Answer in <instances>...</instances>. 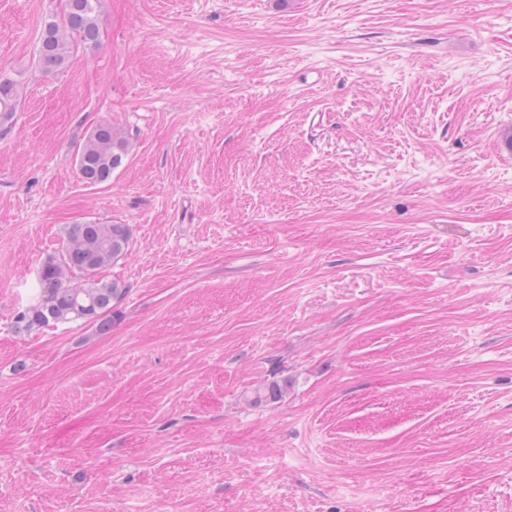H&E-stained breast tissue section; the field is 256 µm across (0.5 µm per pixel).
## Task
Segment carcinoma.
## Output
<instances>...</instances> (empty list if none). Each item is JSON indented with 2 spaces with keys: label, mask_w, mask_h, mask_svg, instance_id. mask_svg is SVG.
<instances>
[{
  "label": "carcinoma",
  "mask_w": 512,
  "mask_h": 512,
  "mask_svg": "<svg viewBox=\"0 0 512 512\" xmlns=\"http://www.w3.org/2000/svg\"><path fill=\"white\" fill-rule=\"evenodd\" d=\"M100 0H65L59 19L44 21L36 46L34 63L44 74L67 68L75 60L79 45L92 47L99 38ZM22 106L19 79L0 69V135L9 132ZM129 142L109 122L97 124L79 145L76 154L78 177L88 185L112 179V173L128 156ZM130 233L125 224L88 222L72 224L66 232L61 254L41 264L37 292L14 320L18 332L36 327L82 320L97 325L101 332L112 325V308L125 294L116 281H104L99 271L127 251ZM288 390V381L272 382L256 390L251 402L277 400Z\"/></svg>",
  "instance_id": "obj_1"
}]
</instances>
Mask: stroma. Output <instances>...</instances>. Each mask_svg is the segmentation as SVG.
I'll return each mask as SVG.
<instances>
[{
  "mask_svg": "<svg viewBox=\"0 0 512 512\" xmlns=\"http://www.w3.org/2000/svg\"><path fill=\"white\" fill-rule=\"evenodd\" d=\"M61 7L0 0V512H512V0H101L46 75ZM91 221L111 329L16 333ZM100 0H66L59 20L47 18L36 46L34 63L44 74L67 68L77 45L96 46L99 38ZM21 106L19 79L0 69V135H7ZM129 142L109 122L97 124L79 145L76 154L78 177L88 185H99L112 179V173L128 156Z\"/></svg>",
  "mask_w": 512,
  "mask_h": 512,
  "instance_id": "1",
  "label": "stroma"
}]
</instances>
